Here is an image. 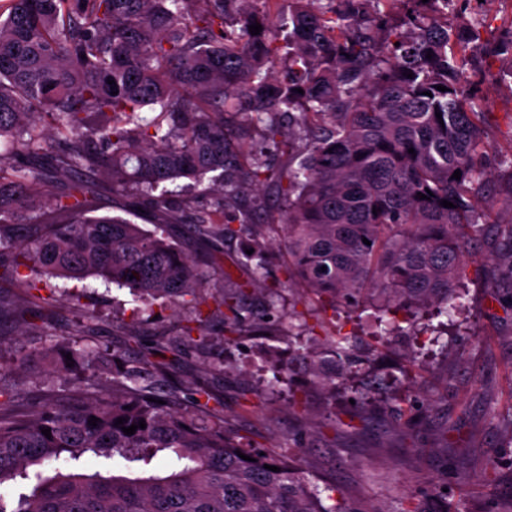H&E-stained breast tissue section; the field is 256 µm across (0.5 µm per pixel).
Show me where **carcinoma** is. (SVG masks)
<instances>
[{"instance_id": "carcinoma-1", "label": "carcinoma", "mask_w": 512, "mask_h": 512, "mask_svg": "<svg viewBox=\"0 0 512 512\" xmlns=\"http://www.w3.org/2000/svg\"><path fill=\"white\" fill-rule=\"evenodd\" d=\"M270 2L0 0V323L18 318L33 336L0 363V512H383L243 441L210 381L167 390L170 363L142 351L134 326L112 325L128 345L118 357L93 313L79 311L77 339L65 341L31 301L51 278H101L190 307L200 325L218 314L229 342L255 326L248 289L210 287L172 228L186 223L216 249L246 236L239 262L260 279L267 253L249 197L273 186L289 276L311 292L371 300L387 316L382 337L404 333L401 309L457 307L464 241L496 206L512 213V195L489 190L512 150H485L482 108L462 77L484 55L512 59V34L475 50L477 32L448 23L450 0H288L279 27ZM405 3L414 8L398 21ZM258 130L278 166L250 154ZM54 174L69 183L43 192ZM182 179L215 194L189 221ZM106 193L118 213L100 212ZM47 203L62 221H43ZM141 208L153 229L134 223ZM490 261L512 268V227ZM326 343L321 352L288 335L334 393L371 359L347 336ZM103 376L112 396H91ZM167 451L165 476L79 471L92 456L151 466Z\"/></svg>"}]
</instances>
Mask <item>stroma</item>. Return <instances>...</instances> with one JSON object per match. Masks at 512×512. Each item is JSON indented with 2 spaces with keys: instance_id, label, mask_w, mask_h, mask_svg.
Masks as SVG:
<instances>
[{
  "instance_id": "1",
  "label": "stroma",
  "mask_w": 512,
  "mask_h": 512,
  "mask_svg": "<svg viewBox=\"0 0 512 512\" xmlns=\"http://www.w3.org/2000/svg\"><path fill=\"white\" fill-rule=\"evenodd\" d=\"M449 23L475 25L481 41L492 42L512 32V0H471ZM477 95L484 108L486 145L495 154L512 143V62L485 59L476 76ZM282 232L268 236L266 283H281V299L266 307V293L251 287L249 304L263 323L260 331L241 332L225 342L220 319L203 327L206 350L184 348L174 378L187 382L209 374L224 406V418L241 436L263 448L287 444L289 453L307 460L313 474L332 482L348 499L385 512H412L419 500L436 498L448 512H512V467L486 473L489 459L512 442V310L491 295L488 281L470 275L465 281L464 310L452 318L420 313L413 335L391 343L376 342L377 328L369 313L343 303H331L288 279V254ZM81 299L96 310L101 339L113 353L126 349L112 335L114 320L135 324L142 341L173 338L183 332L189 309L145 306L128 291L106 290L89 280ZM301 314L313 328L316 343L341 333L358 346H372L371 374L398 371L409 354L419 356L425 372L417 383L404 386L402 396L412 405V419L392 423L386 403L360 408L345 398L330 400L312 384L305 363L288 351V316ZM438 326L447 354L419 349L427 340L426 325ZM279 351L288 379L268 389L267 349ZM223 363L220 372L211 371Z\"/></svg>"
}]
</instances>
